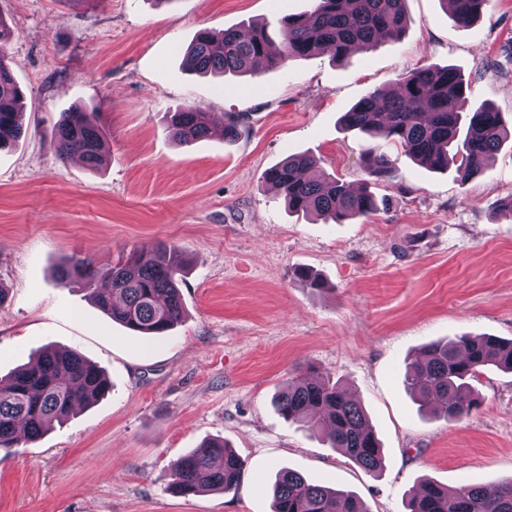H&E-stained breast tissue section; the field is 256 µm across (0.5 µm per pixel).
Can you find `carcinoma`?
Listing matches in <instances>:
<instances>
[{
	"label": "carcinoma",
	"instance_id": "cac0c4a2",
	"mask_svg": "<svg viewBox=\"0 0 512 512\" xmlns=\"http://www.w3.org/2000/svg\"><path fill=\"white\" fill-rule=\"evenodd\" d=\"M452 20L467 25L480 17L487 0H441ZM404 0H313L304 13L280 21V41L266 26L249 23V33L236 28L222 33L202 30L184 52L187 67L199 74L255 75L286 65L295 57L328 52L341 59L356 47L368 50L381 36H402L407 19ZM9 30L0 19V150L12 148L23 134L22 89L5 63L3 43ZM468 82L451 67L424 65L403 77L394 89H375L343 113L348 130L364 135L359 152L373 182L395 177L386 148L400 146L417 162L446 169L459 162L461 183L479 174L485 159L512 137L502 113L486 103L468 104ZM169 133L178 143L210 135V113L181 107L168 113ZM107 139L95 112L75 109L58 124L53 147L59 159L78 154L97 171L104 164ZM315 166L306 154L291 155L263 173L265 183L283 196L288 210L310 212L336 223L366 217L383 209L387 200L366 186L352 191L326 173L302 178ZM158 256L146 259L133 251L126 259L94 267L77 258L63 263L57 280L72 283L102 278L110 292L94 294L95 304L113 321L143 336H162L184 317L179 283L187 260L175 244L159 242ZM493 366L512 371V340L497 336H459L433 342L407 363L405 384L420 407L447 421L459 420L478 406L471 380ZM111 391L105 372L80 354L61 349L39 353L7 380H0V450L7 453L39 439L47 428L62 424L74 404L94 403ZM277 412L320 431L330 447L355 465L372 472L383 465V448L358 402L330 379L298 373L274 399ZM174 489L196 493L206 487L229 493L243 479L245 461L221 439L205 442L170 464ZM272 512H368L355 495L308 482L300 473L282 469L272 490ZM408 512H512V479L507 482L448 490L423 481L413 488Z\"/></svg>",
	"mask_w": 512,
	"mask_h": 512
}]
</instances>
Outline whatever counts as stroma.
<instances>
[{
  "label": "stroma",
  "mask_w": 512,
  "mask_h": 512,
  "mask_svg": "<svg viewBox=\"0 0 512 512\" xmlns=\"http://www.w3.org/2000/svg\"><path fill=\"white\" fill-rule=\"evenodd\" d=\"M311 0H0L6 62L24 91L26 133L0 151V377L39 349H72L112 382L63 426L0 452V512H271L289 468L353 492L369 512H406L430 479L454 489L512 478V372L484 370L476 410L449 423L420 413L407 360L462 334L512 339V140L460 185L390 148L397 178L376 185L379 213L346 224L289 213L263 172L288 155L353 188L367 184L350 106L434 64L471 81L470 105L512 116V0H487L456 25L441 0H406L400 39L342 60L318 52L251 76L185 71L202 29L268 24ZM191 105L245 115L239 139L178 144L167 115ZM99 113V171L56 158L63 112ZM189 259L184 321L138 336L97 308L103 280L58 284L69 258L117 263L157 242ZM307 267L326 290L303 287ZM340 381L384 448L375 473L282 418L272 399L294 371ZM221 438L244 459L239 489L178 496L169 464Z\"/></svg>",
  "instance_id": "stroma-1"
}]
</instances>
